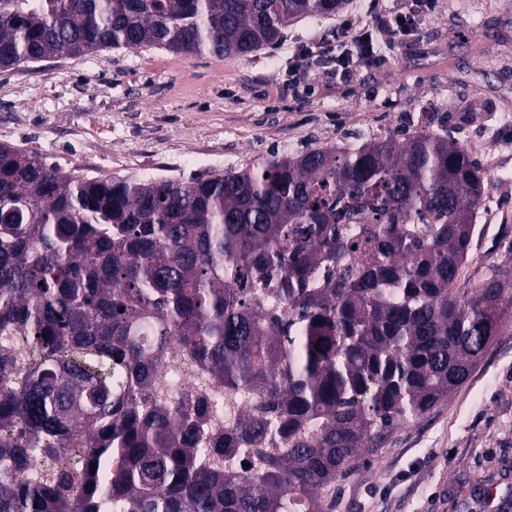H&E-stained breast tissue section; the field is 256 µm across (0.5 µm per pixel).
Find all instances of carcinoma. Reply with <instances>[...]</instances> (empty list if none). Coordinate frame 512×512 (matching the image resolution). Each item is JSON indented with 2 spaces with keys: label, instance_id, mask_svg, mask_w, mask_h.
Wrapping results in <instances>:
<instances>
[{
  "label": "carcinoma",
  "instance_id": "obj_1",
  "mask_svg": "<svg viewBox=\"0 0 512 512\" xmlns=\"http://www.w3.org/2000/svg\"><path fill=\"white\" fill-rule=\"evenodd\" d=\"M346 3L0 0V69L246 56ZM489 185L431 121L186 182L76 178L1 144L0 512H330L325 489L512 322L511 262L460 287ZM171 350L267 403L211 433L210 398L152 403ZM274 440L288 453L249 466Z\"/></svg>",
  "mask_w": 512,
  "mask_h": 512
}]
</instances>
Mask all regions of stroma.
I'll use <instances>...</instances> for the list:
<instances>
[{"label":"stroma","mask_w":512,"mask_h":512,"mask_svg":"<svg viewBox=\"0 0 512 512\" xmlns=\"http://www.w3.org/2000/svg\"><path fill=\"white\" fill-rule=\"evenodd\" d=\"M335 22H290L278 46L248 57L103 49L0 69V144L79 178L186 181L333 145L353 130L399 132L427 112L447 116L485 170L512 167V153L487 149L512 144L503 0H438L417 42L382 35L381 68L351 81L313 70V93H298L287 75L293 42ZM476 247L461 287L512 259V220ZM335 512H512V327L465 386L337 480Z\"/></svg>","instance_id":"35a3bbf8"}]
</instances>
